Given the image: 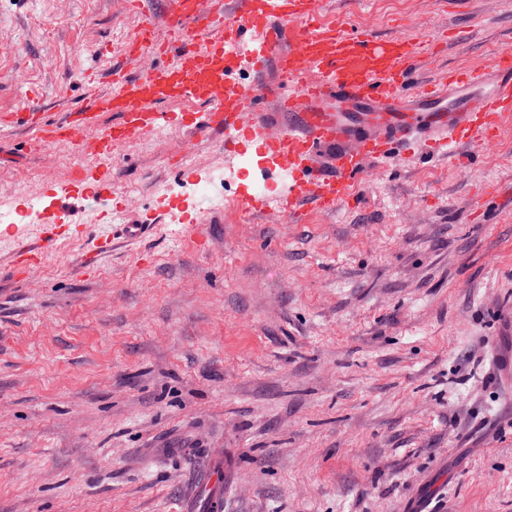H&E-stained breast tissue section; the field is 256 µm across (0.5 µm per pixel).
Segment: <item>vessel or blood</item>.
<instances>
[{
	"instance_id": "1",
	"label": "vessel or blood",
	"mask_w": 512,
	"mask_h": 512,
	"mask_svg": "<svg viewBox=\"0 0 512 512\" xmlns=\"http://www.w3.org/2000/svg\"><path fill=\"white\" fill-rule=\"evenodd\" d=\"M160 15L144 16L125 45V61L110 72V88L96 87L95 71L80 76L87 93L64 116L49 119L38 99L1 113L0 124L20 126L37 148H67L97 160L77 168L73 182L103 184L115 145L139 139L167 122L159 103H205L188 128L198 138L222 136L225 153L241 156L256 144L253 165L268 192L244 193L243 215L274 213L302 223L310 212L355 203L361 182L396 159L425 153L466 165L467 147L494 145L512 121V52L488 67L438 73L412 84L423 55L411 41H380L322 19L318 0H162ZM281 81L265 88L268 68ZM119 118L99 131L102 113ZM42 247L18 246L13 271L31 273L59 234L48 217ZM112 251L99 236L80 269L93 271ZM189 512H223L224 461L187 503Z\"/></svg>"
}]
</instances>
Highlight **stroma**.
<instances>
[{"instance_id":"stroma-1","label":"stroma","mask_w":512,"mask_h":512,"mask_svg":"<svg viewBox=\"0 0 512 512\" xmlns=\"http://www.w3.org/2000/svg\"><path fill=\"white\" fill-rule=\"evenodd\" d=\"M324 18L432 49L420 73L490 65L512 49V0H319ZM140 23L121 0H0V111L35 92L56 113L77 77L120 63ZM167 134L113 150L114 193L86 200L43 265L17 277L38 224L0 226V512H181L222 454L224 512H512V389L491 373L512 314V122L496 146L450 161L394 163L357 207L289 224L242 220L240 170L192 213L189 185L232 163L219 139L190 141L165 102ZM190 149L194 170L170 165ZM91 161L0 129V202L17 186H68ZM175 185L173 193L164 188ZM133 191L96 273L78 268ZM197 221L185 223L187 214Z\"/></svg>"}]
</instances>
